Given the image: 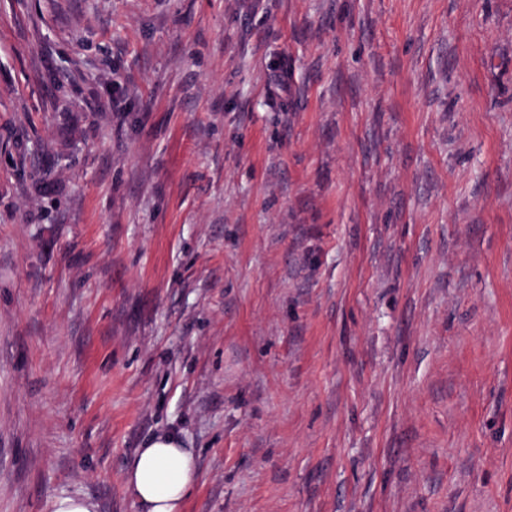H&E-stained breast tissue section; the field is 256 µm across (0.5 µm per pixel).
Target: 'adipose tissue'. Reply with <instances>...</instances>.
Returning a JSON list of instances; mask_svg holds the SVG:
<instances>
[{
  "instance_id": "1",
  "label": "adipose tissue",
  "mask_w": 512,
  "mask_h": 512,
  "mask_svg": "<svg viewBox=\"0 0 512 512\" xmlns=\"http://www.w3.org/2000/svg\"><path fill=\"white\" fill-rule=\"evenodd\" d=\"M196 480V463L181 439L160 433L137 450L126 473V490L141 512H182Z\"/></svg>"
}]
</instances>
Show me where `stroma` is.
I'll list each match as a JSON object with an SVG mask.
<instances>
[{
	"instance_id": "35a3bbf8",
	"label": "stroma",
	"mask_w": 512,
	"mask_h": 512,
	"mask_svg": "<svg viewBox=\"0 0 512 512\" xmlns=\"http://www.w3.org/2000/svg\"><path fill=\"white\" fill-rule=\"evenodd\" d=\"M163 432L183 512H512V0H0V512Z\"/></svg>"
}]
</instances>
